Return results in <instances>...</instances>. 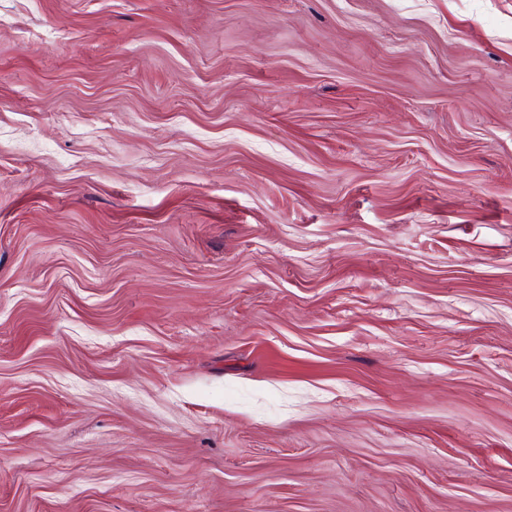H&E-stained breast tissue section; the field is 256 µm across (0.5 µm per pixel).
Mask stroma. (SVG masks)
I'll use <instances>...</instances> for the list:
<instances>
[{
  "instance_id": "stroma-1",
  "label": "stroma",
  "mask_w": 512,
  "mask_h": 512,
  "mask_svg": "<svg viewBox=\"0 0 512 512\" xmlns=\"http://www.w3.org/2000/svg\"><path fill=\"white\" fill-rule=\"evenodd\" d=\"M0 512H512V0H0Z\"/></svg>"
}]
</instances>
